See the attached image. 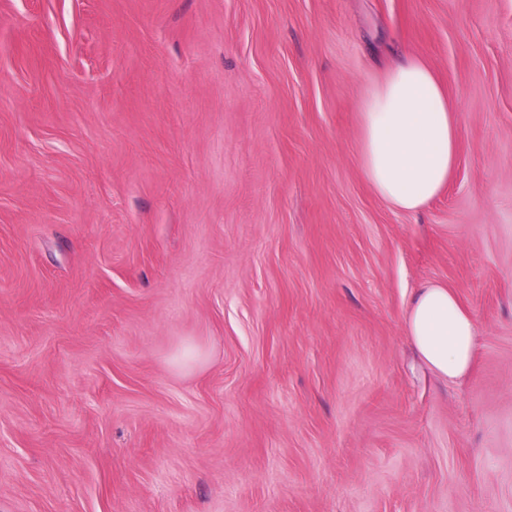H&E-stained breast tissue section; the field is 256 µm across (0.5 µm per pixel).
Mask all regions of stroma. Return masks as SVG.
Returning <instances> with one entry per match:
<instances>
[{"mask_svg": "<svg viewBox=\"0 0 512 512\" xmlns=\"http://www.w3.org/2000/svg\"><path fill=\"white\" fill-rule=\"evenodd\" d=\"M402 56L459 123L418 214L358 157ZM0 512H512V0H0ZM403 330L437 378L452 382L470 370L478 339L476 320L448 285L417 288L404 312Z\"/></svg>", "mask_w": 512, "mask_h": 512, "instance_id": "obj_1", "label": "stroma"}]
</instances>
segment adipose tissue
<instances>
[{
    "instance_id": "1",
    "label": "adipose tissue",
    "mask_w": 512,
    "mask_h": 512,
    "mask_svg": "<svg viewBox=\"0 0 512 512\" xmlns=\"http://www.w3.org/2000/svg\"><path fill=\"white\" fill-rule=\"evenodd\" d=\"M362 173L395 211L423 210L448 185L459 129L448 92L420 58L390 65L358 112ZM403 330L437 378L452 382L471 368L478 332L453 288L426 283L403 315Z\"/></svg>"
}]
</instances>
